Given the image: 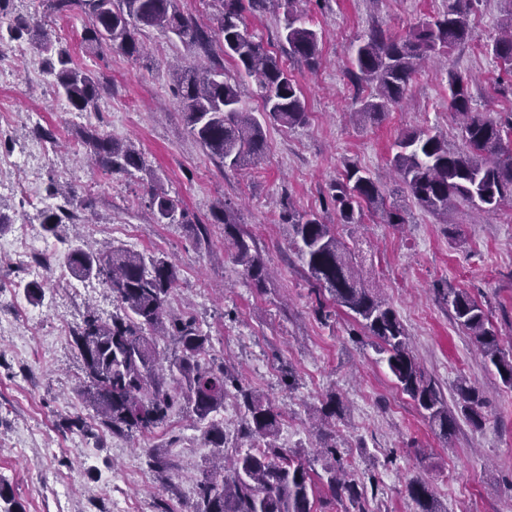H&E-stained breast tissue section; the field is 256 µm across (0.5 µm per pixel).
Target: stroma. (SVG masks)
I'll return each mask as SVG.
<instances>
[{"instance_id":"stroma-1","label":"stroma","mask_w":512,"mask_h":512,"mask_svg":"<svg viewBox=\"0 0 512 512\" xmlns=\"http://www.w3.org/2000/svg\"><path fill=\"white\" fill-rule=\"evenodd\" d=\"M448 0H300L307 27L319 32L316 68L293 60L289 67L305 98L307 120L292 128L264 121L265 150L254 166L222 167L188 132L175 95L171 64L203 65L178 38L150 29L141 52L130 57L84 38L80 13L48 15L39 0H11L13 14L43 16L61 46L100 82L98 107L74 110L59 95L46 57L35 48L0 52V486L19 512H155L166 500L189 512L197 499L195 473L213 450L207 424L176 407L164 426L137 438L99 427L77 385L81 357L70 333L87 306L102 316L117 310L95 279L59 283L32 302L22 286L45 281L41 256L63 261L74 235L134 252L157 253L178 271L179 292L170 307L190 313L211 338L214 353L236 368L244 382L281 413L277 443L315 462L320 440L311 421L328 396L344 404L335 431L351 474L366 489L365 512H417L407 493L416 477L430 485L442 512H512V389L476 354L436 291H467L490 308L500 335L512 336V198L498 210L476 214L465 203L447 219L423 210L402 190L390 160L395 141L414 128L446 133L462 146L448 110V74L470 79L471 106L495 119L512 116V85L498 84L501 69L490 47L502 16L501 0H472L465 43L431 58L411 81L401 104L378 122L350 117L370 96L355 82L352 60L371 29L400 37L445 10ZM94 127L114 140L134 142L142 170L100 180L73 147L80 130ZM54 147L48 162L32 158ZM368 172L387 204L404 211L405 224L368 213L360 231L337 224L331 186L348 167ZM28 184L46 208L60 205L52 186L93 191L86 220L63 227L62 238L45 236L44 213L25 206L11 182ZM178 198L191 218L210 227L197 242L180 224H150L141 207L150 187ZM232 204L240 226L257 242L268 271L263 289L246 278L232 257L223 225L213 223L219 203ZM317 213L355 242L369 285L398 313L414 355L428 376L451 395L459 379L479 390L480 427L459 422L453 444L431 430L411 398L402 393L385 361L343 310L328 320L314 312L307 275L289 245L286 210ZM28 223L31 255L20 262L16 226ZM292 370L295 382L281 381ZM81 416L84 430L68 428ZM156 450L159 467L147 462Z\"/></svg>"}]
</instances>
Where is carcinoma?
<instances>
[{
    "instance_id": "obj_1",
    "label": "carcinoma",
    "mask_w": 512,
    "mask_h": 512,
    "mask_svg": "<svg viewBox=\"0 0 512 512\" xmlns=\"http://www.w3.org/2000/svg\"><path fill=\"white\" fill-rule=\"evenodd\" d=\"M284 2L285 23L279 39L288 44V55L313 68L320 56L319 35L306 27L295 8L297 0H215L219 8L210 22L180 9L181 0H46L56 15L78 11L91 27L87 38L97 45L115 47L130 57L140 53L138 35L144 29L174 34L181 43L203 53L207 67L176 71V97L185 112L189 134L222 166L239 169L256 164L264 152L263 127L244 107L239 81L224 79L223 57L254 79L268 119L292 127L306 121L304 100L288 71L264 41L250 33L244 12L260 13L268 5ZM470 0H448L442 14L418 24L407 35L393 38L372 30L358 45L353 66L357 79L375 86V94L355 114L362 120L380 121L404 98L408 84L422 62L445 54L469 35ZM507 5L493 54L502 70L512 75V0ZM24 39L48 54L49 71L68 103L78 112L94 109L101 95L99 83L78 67L70 53L56 46L54 30L45 21L0 12V46ZM449 109L461 118L464 149H448V140L427 128L401 135L395 143L392 168L403 181L408 196L424 210L444 215L456 201L481 212L496 210L512 197V121L502 122L471 107L468 80L448 73ZM78 145L102 174L129 173L143 167L141 153L132 144H120L96 129L81 130ZM331 198L341 224H359L363 206L384 204L379 184L358 167L346 170L343 180L331 187ZM78 204L58 208L44 216L43 230L57 236L66 222L73 224L91 207L89 196L66 195ZM147 207L156 224H183L206 238L209 225L194 223L178 199L160 187L148 192ZM215 223L224 225L232 240L235 262L261 288L265 269L255 241L222 206ZM290 245L297 251L312 283L318 308L327 304L345 309L364 333L386 355L389 370L400 390L423 411L432 429L442 438L453 437L457 417L448 407L441 388L427 377L409 347V336L397 312L372 292L361 274L355 249L343 241L333 225L315 213L288 212ZM65 261L77 280L98 279L123 309L109 319L97 310H86L72 330V340L82 359L80 393L95 411L99 424L116 434L131 436L162 425L179 396L197 419L204 420L224 406V397L235 393L244 408L241 433L254 441L250 447L226 455L224 430L213 426L207 440L218 464L201 473L198 499L190 512H314L310 494L316 484L327 488L333 500L355 504L364 498L365 486L345 470L335 439L322 433L318 457L322 473L286 448L276 445L281 414L256 390L239 379L224 358L212 353L210 336L196 320L168 312L178 273L165 256L121 248H93L77 241ZM455 323L492 364L504 385L512 387V350L502 348L489 311L466 291H438ZM170 339L173 350L165 357L157 340ZM461 415L474 427L482 423L483 403L478 389L465 379L455 386ZM408 494L418 512H441L430 486L416 477Z\"/></svg>"
}]
</instances>
